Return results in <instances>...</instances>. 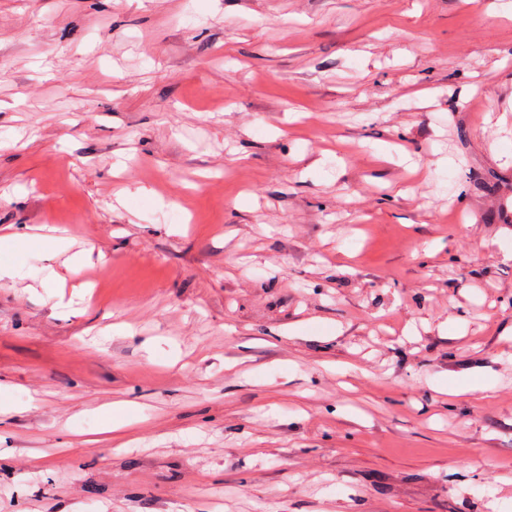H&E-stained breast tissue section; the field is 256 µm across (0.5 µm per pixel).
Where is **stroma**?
<instances>
[{
	"instance_id": "1",
	"label": "stroma",
	"mask_w": 512,
	"mask_h": 512,
	"mask_svg": "<svg viewBox=\"0 0 512 512\" xmlns=\"http://www.w3.org/2000/svg\"><path fill=\"white\" fill-rule=\"evenodd\" d=\"M501 2L0 0V512H512Z\"/></svg>"
}]
</instances>
